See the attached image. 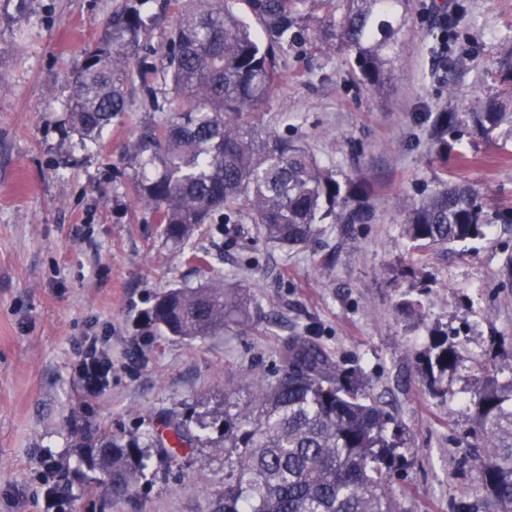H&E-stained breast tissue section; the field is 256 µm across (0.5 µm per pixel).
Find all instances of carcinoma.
<instances>
[{"instance_id":"1","label":"carcinoma","mask_w":512,"mask_h":512,"mask_svg":"<svg viewBox=\"0 0 512 512\" xmlns=\"http://www.w3.org/2000/svg\"><path fill=\"white\" fill-rule=\"evenodd\" d=\"M166 31L162 83L171 96L159 104L142 84L154 116L140 125L125 155L137 201L161 227L165 243L193 248L201 231H224L245 219L265 240L290 248L309 246L321 224H355L363 213L348 206L331 168L302 144L260 137L252 115L285 78L280 54L314 42L353 56L363 84L381 92L386 66L396 59L410 13V0H175ZM143 0H118L98 39L84 51L70 77L68 122L81 140L97 141L128 111L140 56L156 18ZM470 131L483 139L512 138V88L490 95L465 112H439L431 136L439 158L448 136ZM403 234L419 251L485 236L486 213L472 187L444 179L417 201L405 204ZM419 297L402 310L423 320ZM247 318L238 289L216 276L192 288L157 295L143 313L144 325L166 336L204 338ZM463 358L448 328H429L427 348L417 357L428 393L443 395L442 381ZM279 377L254 384L239 402L224 393V433L206 439L172 420L153 446L169 454L180 448L224 450V492L211 512H405L392 485L396 449L391 419L355 371L305 332L288 338ZM481 452L477 481L495 512H512V382L486 379L475 394ZM76 452L100 475H112L111 501L129 497L142 471L138 442L119 432L75 431Z\"/></svg>"}]
</instances>
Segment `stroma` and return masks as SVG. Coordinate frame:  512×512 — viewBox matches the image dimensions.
<instances>
[{"label":"stroma","mask_w":512,"mask_h":512,"mask_svg":"<svg viewBox=\"0 0 512 512\" xmlns=\"http://www.w3.org/2000/svg\"><path fill=\"white\" fill-rule=\"evenodd\" d=\"M114 0H0V512H49L35 480L42 459L66 466L61 512H209L224 489V455L187 448L169 460L150 436L166 418L218 437L204 416L225 388L278 376L289 336L309 329L393 416L403 441L393 477L406 512H493L477 493L474 393L483 379L512 381V139L462 135L436 157V113L462 111L501 86L512 37V0H413L409 32L382 92L369 91L344 51L313 47L281 57L288 78L260 106L261 134L303 143L367 217L330 224L310 247L291 249L239 224L235 238L200 236L205 263L164 244L139 206L124 155L148 117L139 103L96 143L67 122L68 77L99 36ZM455 25L441 37L443 15ZM448 68L436 70L438 55ZM481 195L490 227L478 240L412 250L404 203L438 178ZM434 282L425 323L397 308L409 268ZM236 285L247 326L182 340L148 332L141 312L172 287L212 275ZM455 332L464 359L428 394L415 357L426 323ZM103 337L106 388L89 394L74 372L86 337ZM137 439L148 467L132 496L109 505L77 460L71 420Z\"/></svg>","instance_id":"stroma-1"}]
</instances>
